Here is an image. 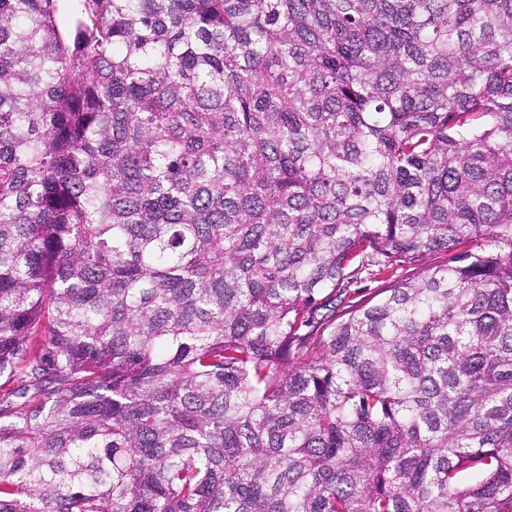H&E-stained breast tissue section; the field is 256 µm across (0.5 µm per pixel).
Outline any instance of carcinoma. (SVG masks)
Listing matches in <instances>:
<instances>
[{"mask_svg":"<svg viewBox=\"0 0 512 512\" xmlns=\"http://www.w3.org/2000/svg\"><path fill=\"white\" fill-rule=\"evenodd\" d=\"M1 377L0 512H512V0H0Z\"/></svg>","mask_w":512,"mask_h":512,"instance_id":"carcinoma-1","label":"carcinoma"}]
</instances>
